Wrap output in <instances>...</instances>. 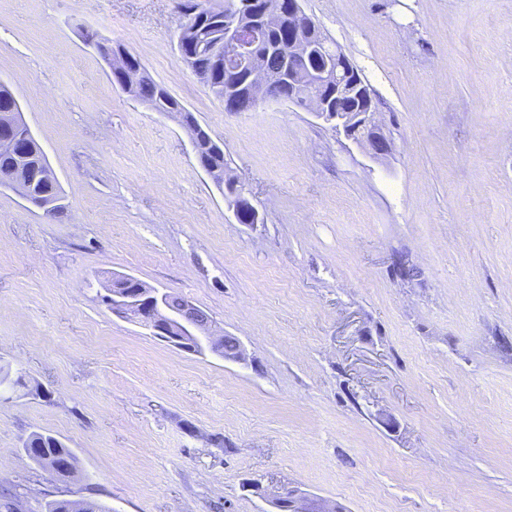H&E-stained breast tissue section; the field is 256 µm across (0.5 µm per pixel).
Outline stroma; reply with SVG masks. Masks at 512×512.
<instances>
[{
	"instance_id": "1",
	"label": "stroma",
	"mask_w": 512,
	"mask_h": 512,
	"mask_svg": "<svg viewBox=\"0 0 512 512\" xmlns=\"http://www.w3.org/2000/svg\"><path fill=\"white\" fill-rule=\"evenodd\" d=\"M180 4L0 0V79L66 207L0 188V490L22 512H271L288 487L345 512H512V0H301L372 90L379 159L292 104L225 111L177 55ZM87 30L223 144L261 224ZM116 273L189 298L246 363L114 315ZM33 432L75 478L34 464ZM103 60L108 64L109 74L113 80L116 77L118 81H115L114 85L118 86L124 93L129 96L134 95L137 81L141 78H151L150 74L145 69H140L136 77L129 79L128 64L129 55L118 53L112 48L106 50L103 53ZM24 449L41 469L59 480L69 478L77 468V460L71 450L54 436L34 434ZM46 512H106L112 511L106 509L100 503L94 500L82 499H54L47 503Z\"/></svg>"
}]
</instances>
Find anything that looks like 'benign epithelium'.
<instances>
[{"label":"benign epithelium","instance_id":"1","mask_svg":"<svg viewBox=\"0 0 512 512\" xmlns=\"http://www.w3.org/2000/svg\"><path fill=\"white\" fill-rule=\"evenodd\" d=\"M248 5L247 0H238L234 10L228 12L224 23V46H215L210 53V58L220 66L223 47L239 48L244 59L250 62V97L253 105L257 106L273 100L300 106L329 125L346 140L367 149L373 156L379 158L388 154L390 142L383 135L375 112L370 109L364 112H348L340 107L332 110L316 90V86L320 84H329L336 86V95L340 98L352 95L353 85L347 67L342 64L345 54L341 49H336V58L340 59V63L334 68L325 67L316 71L314 85L295 82L286 94L281 93L277 96L270 94L271 89L281 83V77L268 73L254 64L260 47L259 39L255 38L248 43L241 41L243 15L247 12ZM289 11L294 15L295 22L290 26L287 53L304 60L315 50V44L311 40L313 19L301 8L300 0H293ZM182 16L176 42L177 52L181 62L196 71L203 53L195 47L194 40L185 35V31L197 27L200 20L199 10L191 7L190 3L184 2ZM103 60L108 64L109 74L117 78L115 85L130 96L134 95L139 79L150 77L145 69L139 70L137 76L129 77V56L126 54L108 49L103 53ZM5 127L6 131H0V152L22 153L26 141L24 136L17 133V129L27 127L23 113L15 114ZM133 280L135 277L131 275H116L112 278L113 284L108 287L106 300L112 303L113 314L139 324L149 330L151 335L186 352L193 353L199 347L205 353L221 355L224 335H217L211 331L213 323L211 316H198L197 306L189 299L184 300L182 312L173 315L165 304L167 292L146 284L134 290L123 289L124 284ZM271 504L276 512H342L338 506L329 507L292 488L275 495Z\"/></svg>","mask_w":512,"mask_h":512}]
</instances>
